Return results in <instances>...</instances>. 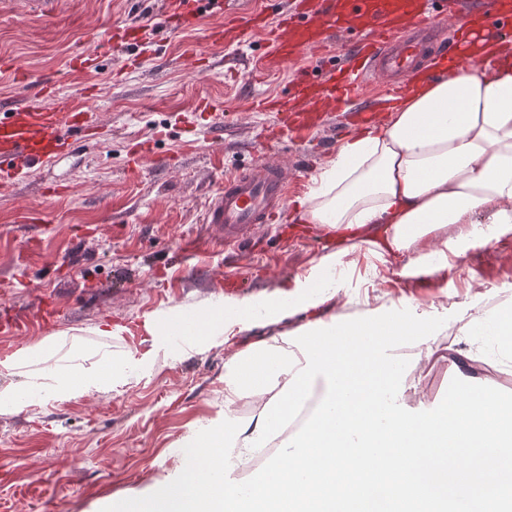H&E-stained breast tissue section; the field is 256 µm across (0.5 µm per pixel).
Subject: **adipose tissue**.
<instances>
[{
  "mask_svg": "<svg viewBox=\"0 0 512 512\" xmlns=\"http://www.w3.org/2000/svg\"><path fill=\"white\" fill-rule=\"evenodd\" d=\"M297 208L337 245L298 281L291 307L265 295L206 303L187 340L224 339V425L184 438L179 479L112 498L106 512H512V398L490 377L480 335L512 358V309L487 293L404 307L384 293L356 307L344 278L365 266L377 290L394 260L401 278L444 288L450 258L512 234V64L479 63L440 77L376 129L343 142ZM263 314L279 331L239 343L228 316ZM291 311L308 312L285 329ZM454 334L457 343L442 346ZM447 358L456 382L430 402L425 367ZM44 341L0 361L27 390L68 400L126 383L145 360L108 352L91 366ZM319 392L314 416L287 431ZM267 478L246 480L257 459Z\"/></svg>",
  "mask_w": 512,
  "mask_h": 512,
  "instance_id": "1",
  "label": "adipose tissue"
}]
</instances>
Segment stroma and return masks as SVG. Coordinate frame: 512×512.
Segmentation results:
<instances>
[{"label": "stroma", "mask_w": 512, "mask_h": 512, "mask_svg": "<svg viewBox=\"0 0 512 512\" xmlns=\"http://www.w3.org/2000/svg\"><path fill=\"white\" fill-rule=\"evenodd\" d=\"M164 9L165 0H59L52 22L28 0H0V60L59 74L75 52L97 53L95 69L59 89L90 88L79 103L102 128L99 139L76 140L54 163L0 183V284L9 289L0 323L27 324L0 334V360L61 331L89 348L141 357L163 342L150 328L158 311L219 299L232 274L240 277L236 295L287 296L325 252L320 239H289L299 221L292 202L350 139L347 131L330 128L261 154L287 168L290 203L246 244L224 249L221 228L202 221L224 171L253 162L256 135L273 121L249 111L250 99L285 91L299 71L321 74L325 59L305 55L261 77L249 67L266 50L257 37L237 48L205 45L196 63L182 56L183 45L222 16L206 14L198 30L175 31L161 26ZM136 21L156 30L131 53L86 41L90 29ZM201 99L213 110L195 112ZM134 141L153 142L168 165L145 159L129 168ZM54 184L64 192L43 194ZM32 211L41 222L24 223ZM389 285L413 304L444 292L460 302L472 289L512 298V235L456 258L447 291L396 275ZM103 321L111 335H93ZM170 348L168 359L116 390L63 402L34 395L23 411L1 415L0 512H105L113 497L174 479L182 439L224 422V340L199 352Z\"/></svg>", "instance_id": "35a3bbf8"}]
</instances>
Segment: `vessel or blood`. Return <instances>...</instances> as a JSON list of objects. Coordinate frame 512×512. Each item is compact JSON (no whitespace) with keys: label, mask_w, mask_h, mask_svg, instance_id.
Wrapping results in <instances>:
<instances>
[{"label":"vessel or blood","mask_w":512,"mask_h":512,"mask_svg":"<svg viewBox=\"0 0 512 512\" xmlns=\"http://www.w3.org/2000/svg\"><path fill=\"white\" fill-rule=\"evenodd\" d=\"M197 7L225 11L223 24L205 38L219 46H239L251 32L261 31L270 47L258 60L259 71L274 73L286 63L340 44L343 64L319 80L297 74L281 95L258 100L255 108L274 115L259 135L261 145L284 139L307 142L322 126L326 113L354 102L363 86L381 76L387 93L399 99L409 93L402 74L412 70L427 51H435L443 67L458 70L471 64L479 40L496 37L506 55H512V0H291L276 22L259 14L239 15L225 10L224 0H196ZM454 17L451 40L435 37L438 21ZM136 23L93 33L98 45L129 47L140 41ZM21 88L36 89L45 97L41 106L17 105L0 114V179L14 178L20 169L34 170L54 162L80 133L95 131L71 96L58 93L55 84L26 69L9 67ZM288 201V173L280 165L257 160L251 167L224 175L223 188L204 213L208 224L224 228V242L248 239L252 228L273 219Z\"/></svg>","instance_id":"1"}]
</instances>
